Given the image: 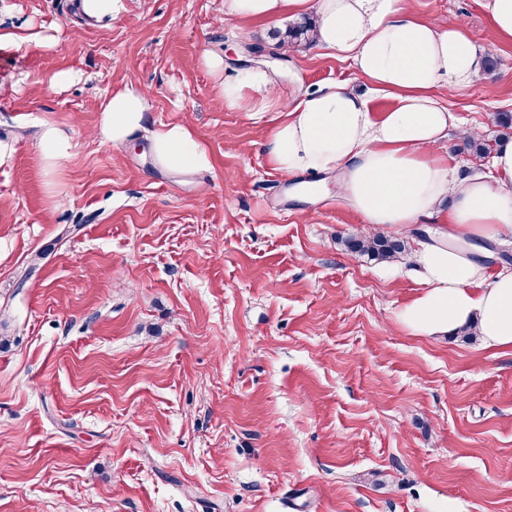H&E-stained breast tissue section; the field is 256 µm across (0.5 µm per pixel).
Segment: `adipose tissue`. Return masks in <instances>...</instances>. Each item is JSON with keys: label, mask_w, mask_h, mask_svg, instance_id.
<instances>
[{"label": "adipose tissue", "mask_w": 512, "mask_h": 512, "mask_svg": "<svg viewBox=\"0 0 512 512\" xmlns=\"http://www.w3.org/2000/svg\"><path fill=\"white\" fill-rule=\"evenodd\" d=\"M315 10V43L352 61L395 105L382 116L346 84L300 98L276 94L266 69H241L225 82L224 102L282 118L266 150L277 172L335 177V189L369 224L407 229L435 226L411 257L425 290L398 314L419 336L474 325L486 348L512 350V271L491 272L500 247L512 241V141L493 158L492 178L456 177L439 149L448 135L442 96L463 89L485 69L478 35L458 22L437 25L417 16L409 0H224V17L274 21ZM150 96L117 88L100 105L98 136L122 146L144 129ZM156 162L168 169L207 163L189 123L152 133Z\"/></svg>", "instance_id": "obj_1"}]
</instances>
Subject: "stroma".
<instances>
[{
	"label": "stroma",
	"mask_w": 512,
	"mask_h": 512,
	"mask_svg": "<svg viewBox=\"0 0 512 512\" xmlns=\"http://www.w3.org/2000/svg\"><path fill=\"white\" fill-rule=\"evenodd\" d=\"M114 22L81 0H0V512H512V351L418 336L397 321L422 291L350 252L365 223L326 176L275 171L281 115L225 105L242 45L273 24L224 0H124ZM421 18L490 26L482 0H413ZM223 55V74L205 64ZM494 73L448 89L458 176H491L460 129L512 113V39ZM280 96L344 81L313 46L268 61ZM58 72L71 76L51 83ZM151 93L150 126L116 149L94 102ZM190 120L207 168L156 167L151 132ZM51 123L71 155L47 171Z\"/></svg>",
	"instance_id": "35a3bbf8"
}]
</instances>
